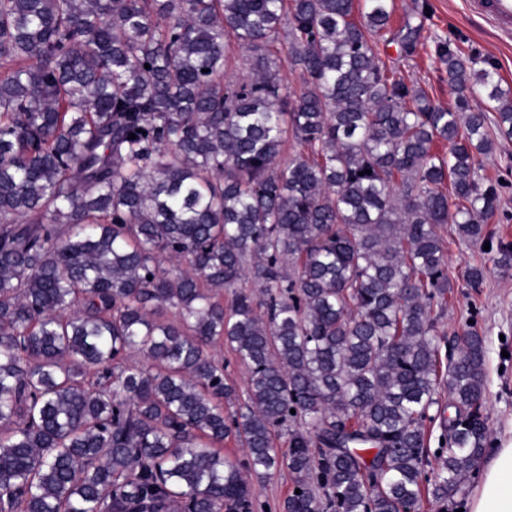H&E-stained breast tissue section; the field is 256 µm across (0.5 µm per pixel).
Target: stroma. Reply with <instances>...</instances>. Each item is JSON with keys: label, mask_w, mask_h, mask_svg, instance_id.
I'll return each instance as SVG.
<instances>
[{"label": "stroma", "mask_w": 512, "mask_h": 512, "mask_svg": "<svg viewBox=\"0 0 512 512\" xmlns=\"http://www.w3.org/2000/svg\"><path fill=\"white\" fill-rule=\"evenodd\" d=\"M407 22L424 25L414 52L405 54L391 42L382 47L381 56L434 103L451 107L456 101L446 68L435 52L437 35L474 58L478 67L495 70L503 84L512 86V35L500 32L491 17L470 0H394L391 31ZM479 173L496 182L499 194V210L490 225L492 242L512 245V140H498L493 153L481 157ZM442 234L453 288L440 329L450 339L471 329L484 336L485 413L491 442L501 443L512 439V269L495 267L482 246L460 240L454 224H445ZM472 265L484 266L486 273L479 287L466 288L461 273Z\"/></svg>", "instance_id": "1"}]
</instances>
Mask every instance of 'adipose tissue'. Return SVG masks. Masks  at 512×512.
Returning a JSON list of instances; mask_svg holds the SVG:
<instances>
[{
    "label": "adipose tissue",
    "mask_w": 512,
    "mask_h": 512,
    "mask_svg": "<svg viewBox=\"0 0 512 512\" xmlns=\"http://www.w3.org/2000/svg\"><path fill=\"white\" fill-rule=\"evenodd\" d=\"M468 512H512V440L491 449L483 460Z\"/></svg>",
    "instance_id": "ef3b65f1"
}]
</instances>
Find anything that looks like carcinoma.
I'll return each instance as SVG.
<instances>
[{
  "mask_svg": "<svg viewBox=\"0 0 512 512\" xmlns=\"http://www.w3.org/2000/svg\"><path fill=\"white\" fill-rule=\"evenodd\" d=\"M392 9L0 0V512H255L282 466L283 512L461 508L486 344L440 334V228L488 240L512 88L439 38L457 107L431 102L381 58ZM217 354L224 357V376L228 379V382L234 383L242 392L247 379L246 368L234 358L226 347L221 351L218 350ZM250 487L255 503L266 506L268 502L272 504L275 501L283 505L292 492L293 477L284 467L265 478L253 476Z\"/></svg>",
  "mask_w": 512,
  "mask_h": 512,
  "instance_id": "1",
  "label": "carcinoma"
}]
</instances>
